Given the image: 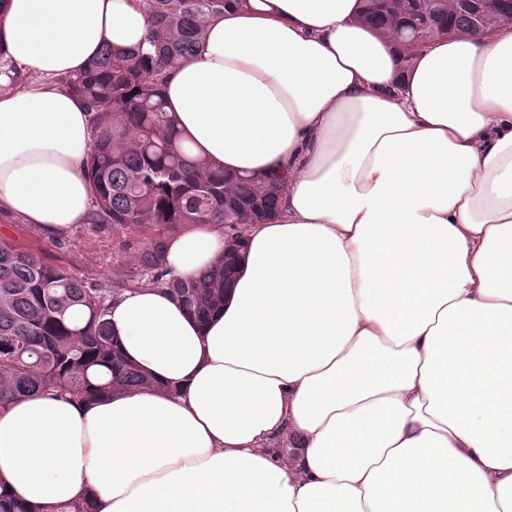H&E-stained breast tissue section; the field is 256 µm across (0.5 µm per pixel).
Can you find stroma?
I'll use <instances>...</instances> for the list:
<instances>
[{"label": "stroma", "instance_id": "1", "mask_svg": "<svg viewBox=\"0 0 512 512\" xmlns=\"http://www.w3.org/2000/svg\"><path fill=\"white\" fill-rule=\"evenodd\" d=\"M151 236L147 229L88 222L53 236L22 220L0 216L1 240L33 254L43 263L63 267L107 288L119 278H138L137 258Z\"/></svg>", "mask_w": 512, "mask_h": 512}]
</instances>
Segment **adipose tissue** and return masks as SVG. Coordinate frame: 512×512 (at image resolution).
<instances>
[{
    "mask_svg": "<svg viewBox=\"0 0 512 512\" xmlns=\"http://www.w3.org/2000/svg\"><path fill=\"white\" fill-rule=\"evenodd\" d=\"M361 0H249L163 96L229 174L288 171L224 303L164 289L108 319L156 388L0 410V491L41 512H512V25L403 55ZM148 33L140 0H9L0 212L48 234L92 207L82 98L57 85ZM229 241L167 240L187 278Z\"/></svg>",
    "mask_w": 512,
    "mask_h": 512,
    "instance_id": "adipose-tissue-1",
    "label": "adipose tissue"
}]
</instances>
